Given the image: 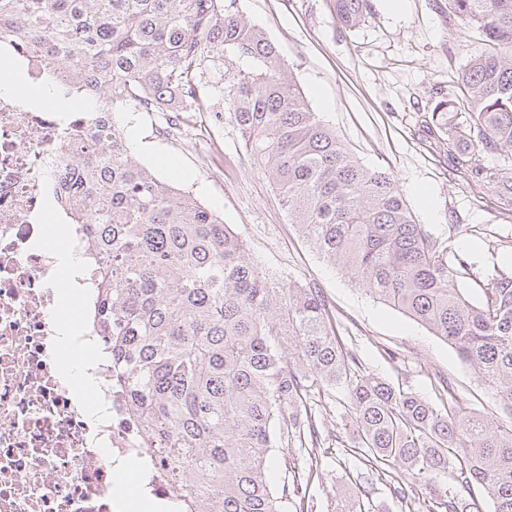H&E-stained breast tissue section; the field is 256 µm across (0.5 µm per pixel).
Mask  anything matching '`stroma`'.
Returning a JSON list of instances; mask_svg holds the SVG:
<instances>
[{
  "mask_svg": "<svg viewBox=\"0 0 512 512\" xmlns=\"http://www.w3.org/2000/svg\"><path fill=\"white\" fill-rule=\"evenodd\" d=\"M243 16L278 47L286 73L319 118L364 166L390 173L416 223L451 240L475 276L463 281L479 299L489 274L512 268V192L486 188L479 167H512V155L476 152L471 174L456 172L447 135H429L425 119L438 93L456 94L455 80L481 48L482 35L462 24L448 0H370L361 22L345 29L331 0H239ZM224 62L206 75L211 111L169 128L162 112L116 111L136 160L193 194L245 241L260 265L282 280L316 284L332 306L336 334L365 373L433 397L448 378L469 409L499 414L488 383L426 326L355 286L319 258L292 224L268 179L249 159L234 123L224 119ZM321 426L331 448H277L271 488L297 481L287 512H336L338 500L360 492L362 512H405L386 484L369 480L350 455L353 427L341 405Z\"/></svg>",
  "mask_w": 512,
  "mask_h": 512,
  "instance_id": "1",
  "label": "stroma"
}]
</instances>
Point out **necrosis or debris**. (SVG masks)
I'll return each instance as SVG.
<instances>
[{
    "label": "necrosis or debris",
    "instance_id": "obj_1",
    "mask_svg": "<svg viewBox=\"0 0 512 512\" xmlns=\"http://www.w3.org/2000/svg\"><path fill=\"white\" fill-rule=\"evenodd\" d=\"M89 122L0 94V512H139L173 495L160 466L117 503L123 463L149 458L140 427L112 388L90 324L80 266L94 244L83 228L46 221L64 198V156Z\"/></svg>",
    "mask_w": 512,
    "mask_h": 512
}]
</instances>
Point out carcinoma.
I'll return each mask as SVG.
<instances>
[{
	"instance_id": "carcinoma-1",
	"label": "carcinoma",
	"mask_w": 512,
	"mask_h": 512,
	"mask_svg": "<svg viewBox=\"0 0 512 512\" xmlns=\"http://www.w3.org/2000/svg\"><path fill=\"white\" fill-rule=\"evenodd\" d=\"M369 0H335L342 26ZM485 37L443 94L435 128L464 154L475 143L512 152V0H449ZM68 70L96 124L67 155L70 222L95 244L98 309L112 382L168 466L181 512H282L267 483L271 451L324 445L330 412L311 394L341 388L355 454L400 501L413 479L449 473L477 483L493 512H512V271L484 299L460 281L471 266L449 240L415 223L401 189L362 166L287 78L279 50L238 0H0V39ZM234 68L224 111L273 183L292 223L326 261L372 297L429 328L488 382L503 415L463 413L442 379L437 405L361 372L336 336L331 305L310 283L279 281L243 240L190 193L138 163L112 110L127 102L209 112L205 71ZM477 132L478 140L471 139ZM482 185H512V169H481ZM427 512H483L450 490Z\"/></svg>"
}]
</instances>
